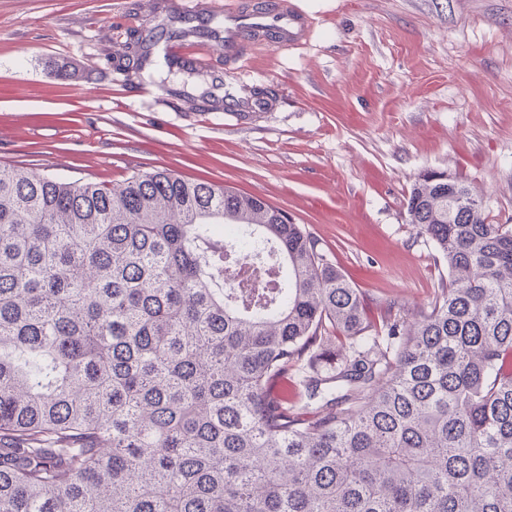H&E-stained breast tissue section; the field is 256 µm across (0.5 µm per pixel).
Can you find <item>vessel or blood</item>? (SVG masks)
Returning a JSON list of instances; mask_svg holds the SVG:
<instances>
[{
    "mask_svg": "<svg viewBox=\"0 0 512 512\" xmlns=\"http://www.w3.org/2000/svg\"><path fill=\"white\" fill-rule=\"evenodd\" d=\"M309 19L293 0H230L224 7V55L234 61L254 44L283 48L303 40Z\"/></svg>",
    "mask_w": 512,
    "mask_h": 512,
    "instance_id": "vessel-or-blood-1",
    "label": "vessel or blood"
}]
</instances>
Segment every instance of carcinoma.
Here are the masks:
<instances>
[{
  "instance_id": "1",
  "label": "carcinoma",
  "mask_w": 512,
  "mask_h": 512,
  "mask_svg": "<svg viewBox=\"0 0 512 512\" xmlns=\"http://www.w3.org/2000/svg\"><path fill=\"white\" fill-rule=\"evenodd\" d=\"M407 213L448 280L377 320L262 198L0 165V512H512V224L437 171Z\"/></svg>"
}]
</instances>
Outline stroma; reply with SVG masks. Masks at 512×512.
I'll use <instances>...</instances> for the list:
<instances>
[{
    "label": "stroma",
    "mask_w": 512,
    "mask_h": 512,
    "mask_svg": "<svg viewBox=\"0 0 512 512\" xmlns=\"http://www.w3.org/2000/svg\"><path fill=\"white\" fill-rule=\"evenodd\" d=\"M154 2L0 0V164L109 186L170 169L262 197L373 306H426L448 277L406 211L424 171L512 224V0H294L307 37L235 73L272 88L260 112L224 109L227 0H202L208 70L168 67L161 38L124 81L131 32L170 19Z\"/></svg>",
    "instance_id": "35a3bbf8"
}]
</instances>
